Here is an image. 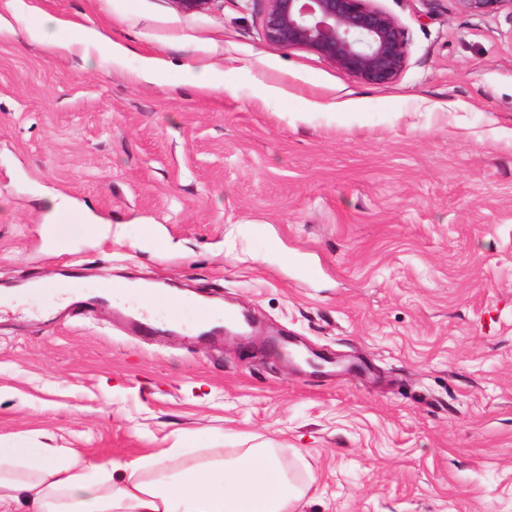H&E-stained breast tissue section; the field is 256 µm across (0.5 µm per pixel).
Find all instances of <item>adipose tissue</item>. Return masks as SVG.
Masks as SVG:
<instances>
[{
    "instance_id": "adipose-tissue-1",
    "label": "adipose tissue",
    "mask_w": 512,
    "mask_h": 512,
    "mask_svg": "<svg viewBox=\"0 0 512 512\" xmlns=\"http://www.w3.org/2000/svg\"><path fill=\"white\" fill-rule=\"evenodd\" d=\"M67 21L48 17L31 34L50 52L95 51L101 68L125 50L100 30L66 35ZM177 449L94 463L75 449L31 458H0V512H298L312 474L298 475L273 448H235L179 467Z\"/></svg>"
}]
</instances>
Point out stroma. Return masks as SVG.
Masks as SVG:
<instances>
[{"mask_svg": "<svg viewBox=\"0 0 512 512\" xmlns=\"http://www.w3.org/2000/svg\"><path fill=\"white\" fill-rule=\"evenodd\" d=\"M375 4L408 53L383 85L266 42L259 0H0V290L74 266L256 319L204 340L50 290L0 311L1 457L278 448L315 478L300 512H512V9ZM43 15L123 66L46 51ZM144 57L160 81L131 78ZM63 198L103 226L64 252ZM269 336L365 370L312 372ZM69 26L67 21L47 17L32 28L31 34L49 52H72L76 48L84 53L93 50L98 53L99 66L103 69H112V66L123 62L124 48L112 42L100 30L83 28L80 38L71 40L66 36Z\"/></svg>", "mask_w": 512, "mask_h": 512, "instance_id": "35a3bbf8", "label": "stroma"}]
</instances>
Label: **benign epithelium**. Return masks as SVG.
Segmentation results:
<instances>
[{"label":"benign epithelium","mask_w":512,"mask_h":512,"mask_svg":"<svg viewBox=\"0 0 512 512\" xmlns=\"http://www.w3.org/2000/svg\"><path fill=\"white\" fill-rule=\"evenodd\" d=\"M264 39L305 47L371 84L396 79L407 65L404 33L373 0H260ZM458 10L482 14L512 0H455Z\"/></svg>","instance_id":"7a95c632"}]
</instances>
